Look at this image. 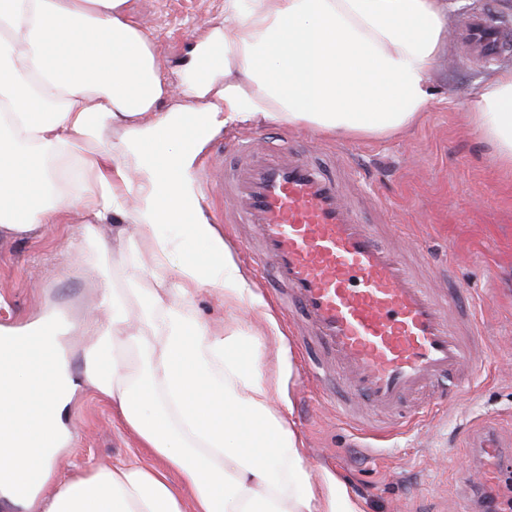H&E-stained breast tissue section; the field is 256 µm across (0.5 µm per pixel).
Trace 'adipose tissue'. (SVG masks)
Returning a JSON list of instances; mask_svg holds the SVG:
<instances>
[{
	"label": "adipose tissue",
	"instance_id": "ef3b65f1",
	"mask_svg": "<svg viewBox=\"0 0 512 512\" xmlns=\"http://www.w3.org/2000/svg\"><path fill=\"white\" fill-rule=\"evenodd\" d=\"M453 9L224 0L223 28L195 44L176 84L129 0H0V237L81 211L91 218L81 260L128 257L126 287L103 294L111 318H88L96 339L80 378L58 352L66 324L0 325V497L41 512H362L337 479L304 465L277 379L239 355L238 324L216 329L195 313L200 288L228 307L253 293L202 217L194 160L214 132L250 121L324 136L404 133L435 104ZM466 116L512 172V69L479 87ZM107 223L108 244L98 234ZM176 251L172 281L163 268ZM83 387L111 401L156 462L98 468L38 499L30 475L52 474Z\"/></svg>",
	"mask_w": 512,
	"mask_h": 512
}]
</instances>
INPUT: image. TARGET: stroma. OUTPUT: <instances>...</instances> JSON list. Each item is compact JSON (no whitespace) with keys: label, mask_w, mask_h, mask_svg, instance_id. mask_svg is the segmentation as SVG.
I'll return each mask as SVG.
<instances>
[{"label":"stroma","mask_w":512,"mask_h":512,"mask_svg":"<svg viewBox=\"0 0 512 512\" xmlns=\"http://www.w3.org/2000/svg\"><path fill=\"white\" fill-rule=\"evenodd\" d=\"M129 6L154 37L168 75L205 33L224 24V0H130ZM505 67H512V50L488 64L472 63L452 38L432 77L436 104L404 136L344 139L277 121L243 123L216 134L196 159L200 166L211 158L229 167L235 162L224 149L229 136L271 142L284 131L312 156L338 149L340 164L368 198L365 219L381 223L386 239L410 253L421 279L460 295L484 331L470 389L400 430L385 447H373L366 431L338 417L322 383L307 373L317 357L294 338L300 316L276 305L271 269L258 266L242 246L246 228L219 226L236 263L253 281L255 298L234 311L216 289H200L193 300L198 318L220 326L239 317L246 322L239 348L264 360L280 359L282 398L291 404L305 465L337 477L364 512H454L465 502L469 512H483L482 492L466 491L462 482L464 474L485 462L473 437L491 431L503 443L512 442V178L495 166L491 147L465 115L469 97ZM82 222L76 213L69 225L0 239V299L5 302L0 324L22 326L52 310L77 321L97 307L113 285L112 259L81 263L73 245ZM270 316L279 335L268 329ZM68 427L72 443L59 449L55 475L43 495L92 469L115 467L135 456L152 460L111 402L93 391H78Z\"/></svg>","instance_id":"obj_1"}]
</instances>
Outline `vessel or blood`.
I'll use <instances>...</instances> for the list:
<instances>
[{
    "instance_id": "1",
    "label": "vessel or blood",
    "mask_w": 512,
    "mask_h": 512,
    "mask_svg": "<svg viewBox=\"0 0 512 512\" xmlns=\"http://www.w3.org/2000/svg\"><path fill=\"white\" fill-rule=\"evenodd\" d=\"M458 41L471 60L486 63L512 48V31L475 14ZM235 154L231 169L205 168L222 202L216 221L248 226L258 262L303 317L302 340L327 358L317 373L338 395L342 417L385 415L371 431L384 440L413 423L404 402L468 382L478 324L451 319V300L420 281L406 254L365 221L341 176L288 138L275 147L240 142Z\"/></svg>"
}]
</instances>
